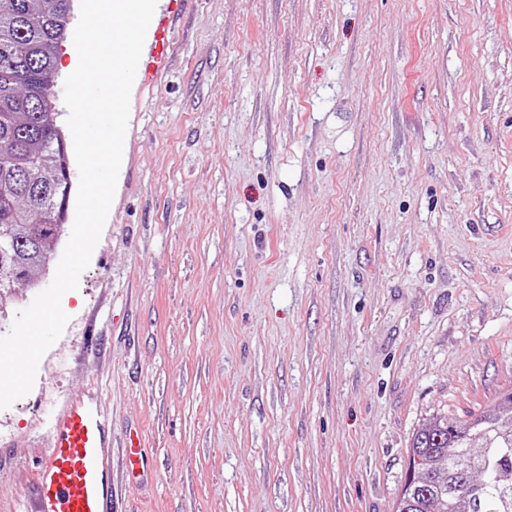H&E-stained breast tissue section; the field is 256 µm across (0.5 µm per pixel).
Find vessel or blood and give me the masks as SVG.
I'll list each match as a JSON object with an SVG mask.
<instances>
[{"label": "vessel or blood", "instance_id": "1", "mask_svg": "<svg viewBox=\"0 0 512 512\" xmlns=\"http://www.w3.org/2000/svg\"><path fill=\"white\" fill-rule=\"evenodd\" d=\"M184 0H168L164 13L152 18L136 79L141 86L157 83L169 66V22ZM107 410L75 399L53 422V441L32 472L33 505L30 512H108L113 500L109 464L104 457ZM133 476L145 472L141 439L130 433L125 443Z\"/></svg>", "mask_w": 512, "mask_h": 512}]
</instances>
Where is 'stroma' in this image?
I'll list each match as a JSON object with an SVG mask.
<instances>
[{"label": "stroma", "mask_w": 512, "mask_h": 512, "mask_svg": "<svg viewBox=\"0 0 512 512\" xmlns=\"http://www.w3.org/2000/svg\"><path fill=\"white\" fill-rule=\"evenodd\" d=\"M171 33L0 409V512L75 398L118 512H392L415 430L512 384V0H185ZM128 468L132 475L137 478L144 474L146 464L144 462L141 439L137 432L129 433L125 443Z\"/></svg>", "instance_id": "1"}]
</instances>
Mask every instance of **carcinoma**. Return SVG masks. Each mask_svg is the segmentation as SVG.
I'll return each instance as SVG.
<instances>
[{
	"mask_svg": "<svg viewBox=\"0 0 512 512\" xmlns=\"http://www.w3.org/2000/svg\"><path fill=\"white\" fill-rule=\"evenodd\" d=\"M75 0H0V315L62 236L66 135L54 58ZM396 512H512V390L412 436Z\"/></svg>",
	"mask_w": 512,
	"mask_h": 512,
	"instance_id": "cac0c4a2",
	"label": "carcinoma"
}]
</instances>
